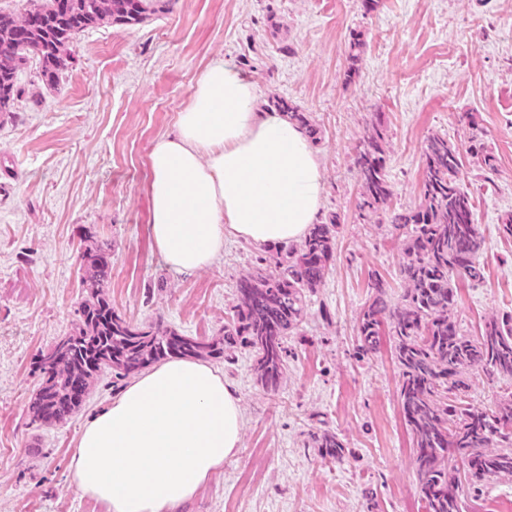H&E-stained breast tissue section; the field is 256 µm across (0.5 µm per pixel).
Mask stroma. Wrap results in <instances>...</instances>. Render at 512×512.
I'll use <instances>...</instances> for the list:
<instances>
[{"mask_svg":"<svg viewBox=\"0 0 512 512\" xmlns=\"http://www.w3.org/2000/svg\"><path fill=\"white\" fill-rule=\"evenodd\" d=\"M356 34L365 46L353 73ZM68 50L73 63L55 85L27 62L17 108L0 122V512H104L72 485L69 463L81 426L123 381L104 373L66 421L42 426L27 414L35 358L80 321L87 241L110 247L105 293L122 316L186 336L221 337L240 278L276 258L232 238L211 269L179 273L150 241L149 154L217 59L257 85L259 111L281 98L307 113L323 173L317 219L335 214L340 225L278 390L258 385L252 352L213 360L241 397L242 444L180 512H420L393 339L362 353L358 318L375 281L388 304L402 300L409 231L393 217L418 207L435 135L463 152L482 139L495 158L491 171L463 162L482 276L460 280L452 316L475 336L488 317L512 313V0H177L136 25L83 31ZM376 114L392 196L363 214L355 146ZM321 431L343 440L342 459L312 447ZM460 496L463 512H502L512 477L462 482Z\"/></svg>","mask_w":512,"mask_h":512,"instance_id":"stroma-1","label":"stroma"}]
</instances>
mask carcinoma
I'll list each match as a JSON object with an SVG mask.
<instances>
[{
  "instance_id": "carcinoma-1",
  "label": "carcinoma",
  "mask_w": 512,
  "mask_h": 512,
  "mask_svg": "<svg viewBox=\"0 0 512 512\" xmlns=\"http://www.w3.org/2000/svg\"><path fill=\"white\" fill-rule=\"evenodd\" d=\"M176 0H44L21 15L0 12V116L16 111L17 75L32 56L41 62L43 81L59 82L73 62L67 52L71 36L104 21L134 25L150 14H167ZM363 41L349 43V73L358 69ZM274 107L308 137L316 135L306 113L283 99ZM384 136L370 124L360 141L356 166L363 183L360 208L376 210L392 194L385 172ZM473 165L494 169V157L478 142L471 150ZM461 155L444 136L429 138L418 209L395 217L412 225L401 274L405 292L400 304L388 306L383 284L362 311L360 350L374 352L379 327L389 322L395 338L394 356L401 371L400 402L413 439L419 494L424 512H460L457 462L472 478L512 477V392L488 411L465 401L469 370L512 383V314L495 315L480 335L461 333L452 318L456 280L479 278L481 239L473 223L474 201L459 185ZM339 218L309 226L298 244L278 248L274 265L255 268L240 279L237 303L224 336H184L159 323L134 324L112 307L104 293L111 263L103 246L85 248L82 288L86 299L78 327L36 358L41 384L28 405L30 421L39 425L62 422L76 412L82 394L106 369L121 378L136 375L169 357L219 359L233 362L240 346L255 357L257 383L268 391L279 388L286 364L284 343L304 317L305 292L324 279L333 257ZM325 458L344 455L345 445L333 432L311 436ZM505 448L490 450L497 442Z\"/></svg>"
}]
</instances>
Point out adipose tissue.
<instances>
[{
	"label": "adipose tissue",
	"mask_w": 512,
	"mask_h": 512,
	"mask_svg": "<svg viewBox=\"0 0 512 512\" xmlns=\"http://www.w3.org/2000/svg\"><path fill=\"white\" fill-rule=\"evenodd\" d=\"M249 78L213 61L173 135L149 157V236L171 269L213 267L233 235L300 241L315 223L322 172L307 135L256 108ZM241 398L203 361L170 358L133 378L83 425L70 460L82 496L106 512H178L242 442Z\"/></svg>",
	"instance_id": "ef3b65f1"
}]
</instances>
